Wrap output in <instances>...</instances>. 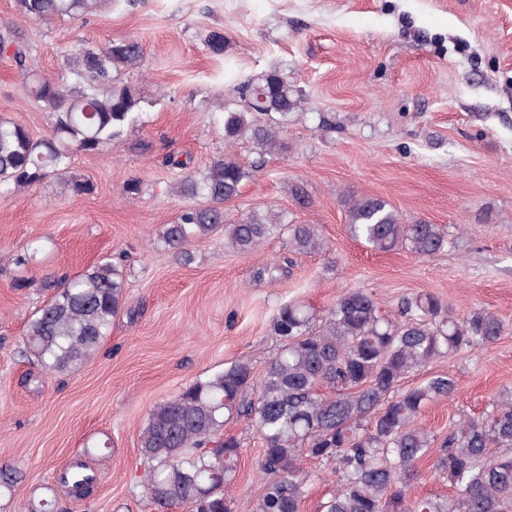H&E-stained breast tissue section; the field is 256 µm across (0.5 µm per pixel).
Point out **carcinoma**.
<instances>
[{"label":"carcinoma","instance_id":"1","mask_svg":"<svg viewBox=\"0 0 512 512\" xmlns=\"http://www.w3.org/2000/svg\"><path fill=\"white\" fill-rule=\"evenodd\" d=\"M112 0H16L20 14L35 22L92 14ZM13 60L33 102L53 116L51 133L36 137L0 113V188L19 190L49 176L73 193L91 191L72 176L76 152L97 153L122 138L125 129L156 100L122 74L142 66L135 38L82 47L66 56L65 82L43 76L30 48L13 28L0 27V49ZM241 106H222L227 147L249 138L259 155L285 149L288 115L298 107L296 90L278 72L251 78L236 88ZM262 166L230 153L208 162L176 186L199 203L181 211L162 240L188 263L193 239L224 234V244L249 254L272 238L287 237L296 254L325 253L328 244L314 224H295L283 211H253L236 222L224 202L241 193ZM353 237L379 252L405 248L430 256L450 244L437 224L402 221L378 197L344 200ZM126 279L118 263L104 259L83 271L43 283L47 298L30 316L23 355L44 372L65 374L87 362L122 310ZM504 330L499 317L476 309L458 319L437 296L415 294L387 318L374 295L350 289L322 316L300 302L279 309L272 331L278 351L257 376L239 360L157 404L140 436L149 464L145 490L160 506L184 505L189 512H235L224 494L237 471L241 440L223 434L230 419L256 430L263 448L260 471L272 477L255 512H300L305 477L302 452L332 465L336 486L321 512H512V390L499 393L492 412L463 418L443 442L419 424L431 402L456 392L454 379L436 372L401 391L402 379L463 348L494 343ZM434 458V472L454 488L450 497H414L418 464ZM22 472L0 467V498L12 495ZM95 481L82 460L59 475V485L79 489ZM29 512H67L54 489L30 500Z\"/></svg>","mask_w":512,"mask_h":512}]
</instances>
